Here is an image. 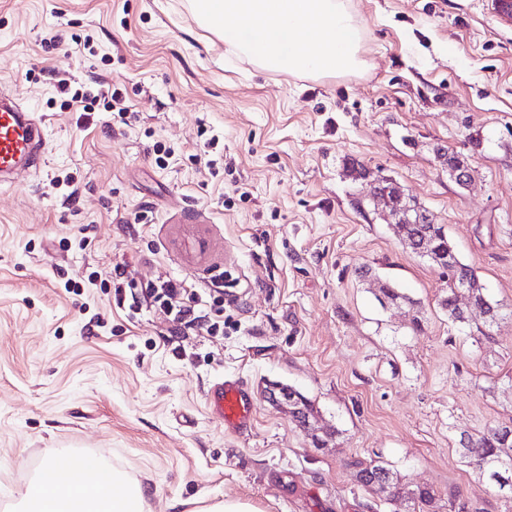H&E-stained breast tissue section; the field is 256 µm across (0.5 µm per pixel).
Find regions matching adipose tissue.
Listing matches in <instances>:
<instances>
[{
  "instance_id": "obj_1",
  "label": "adipose tissue",
  "mask_w": 512,
  "mask_h": 512,
  "mask_svg": "<svg viewBox=\"0 0 512 512\" xmlns=\"http://www.w3.org/2000/svg\"><path fill=\"white\" fill-rule=\"evenodd\" d=\"M196 14L225 44L238 47L267 69H288L314 75L357 69L360 29L348 0H192ZM44 474L63 480L54 494L28 489L33 512H64L87 501L111 500L107 512H144L141 483L107 484L89 479L71 458L48 461Z\"/></svg>"
}]
</instances>
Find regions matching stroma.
Segmentation results:
<instances>
[{"label":"stroma","mask_w":512,"mask_h":512,"mask_svg":"<svg viewBox=\"0 0 512 512\" xmlns=\"http://www.w3.org/2000/svg\"><path fill=\"white\" fill-rule=\"evenodd\" d=\"M350 8L361 67L311 76L260 69L189 0H0V96L46 140L39 170L0 174V512H26L72 452L147 484L145 512H413L361 487L360 461L435 490V512L453 494L505 512L459 440L512 423V19L495 0ZM62 80L120 83L127 117L62 106ZM378 175L445 226L500 308L491 339L480 315L449 321L448 278L374 206ZM117 265L134 283L120 303ZM165 280L223 333L176 334L142 293ZM222 378L250 391L244 434L209 410ZM272 384L312 401L321 439Z\"/></svg>","instance_id":"stroma-1"}]
</instances>
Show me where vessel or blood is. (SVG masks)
<instances>
[{"label": "vessel or blood", "mask_w": 512, "mask_h": 512, "mask_svg": "<svg viewBox=\"0 0 512 512\" xmlns=\"http://www.w3.org/2000/svg\"><path fill=\"white\" fill-rule=\"evenodd\" d=\"M45 140L42 126L25 113L19 104L0 103V171L11 170L19 160L37 166L40 147ZM207 398L214 415L227 431L241 433L254 422V404L242 381L225 379L215 382Z\"/></svg>", "instance_id": "1"}]
</instances>
